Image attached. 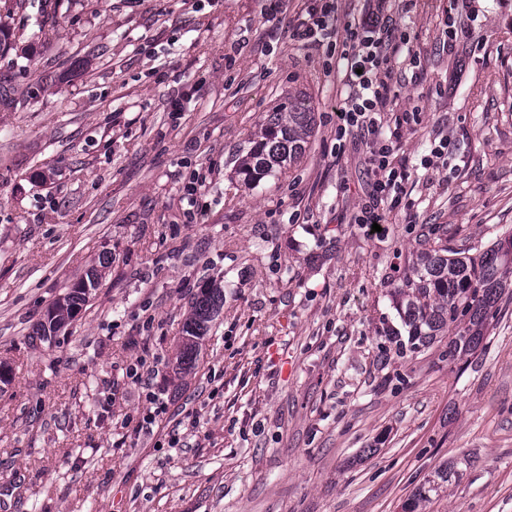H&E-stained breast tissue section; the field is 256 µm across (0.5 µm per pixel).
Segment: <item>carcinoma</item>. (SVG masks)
<instances>
[{"instance_id": "obj_1", "label": "carcinoma", "mask_w": 512, "mask_h": 512, "mask_svg": "<svg viewBox=\"0 0 512 512\" xmlns=\"http://www.w3.org/2000/svg\"><path fill=\"white\" fill-rule=\"evenodd\" d=\"M315 116L309 101L299 97L274 112L261 125L254 145L241 160L239 174L250 185L262 177L297 162L306 153ZM99 271L90 269L47 311L46 322L39 324L34 336L43 338L73 320L96 287ZM512 280V236L497 240L478 255H463L448 247V237L427 240L416 251L410 268L393 283L397 305L411 329V336L429 346L448 329H457L448 343V356L473 351L483 340L489 316L502 296L503 286ZM224 307V291L203 285L191 302V314L183 325V337L177 363L184 370L193 368L199 341L210 323ZM460 473L449 465L421 486L407 503L408 512H417Z\"/></svg>"}]
</instances>
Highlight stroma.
I'll return each mask as SVG.
<instances>
[{
    "label": "stroma",
    "instance_id": "obj_1",
    "mask_svg": "<svg viewBox=\"0 0 512 512\" xmlns=\"http://www.w3.org/2000/svg\"><path fill=\"white\" fill-rule=\"evenodd\" d=\"M307 7L0 11V512H403L452 463L425 512H512V287L451 361L444 340L397 350L389 286L433 235L472 254L512 234V0H388L413 53L391 62L377 138L399 132L411 176L379 236L357 222L369 148L336 132L340 51L288 37ZM298 96L303 160L245 185L238 158ZM107 256L71 325L31 340ZM208 281L224 307L184 371ZM224 307V291L214 285H203L191 302V314L183 325V337L177 363L184 370L192 369L198 355L199 341L208 332L210 323ZM452 478L454 480L460 478V473L454 465L446 466L436 472L435 478L428 481V486L424 484L418 488L413 498L406 504L408 512H417L420 504L430 499L431 493L438 494L443 484L451 482Z\"/></svg>",
    "mask_w": 512,
    "mask_h": 512
}]
</instances>
